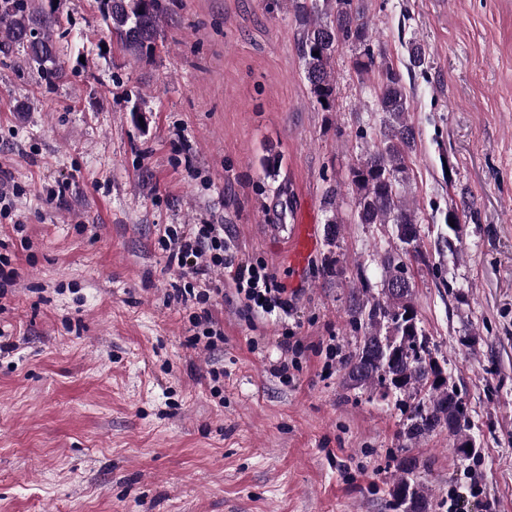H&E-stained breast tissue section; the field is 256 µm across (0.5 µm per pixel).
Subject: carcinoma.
Returning <instances> with one entry per match:
<instances>
[{"mask_svg":"<svg viewBox=\"0 0 512 512\" xmlns=\"http://www.w3.org/2000/svg\"><path fill=\"white\" fill-rule=\"evenodd\" d=\"M288 6L301 26L298 48L305 78L323 109L335 103L339 45L355 50L357 74L381 73L375 106L384 117L373 142L350 166L347 185L354 194L356 223L392 225L396 246L378 255L380 288L362 283L349 292L347 326L357 341L342 361L345 384L377 390L383 399L392 392L407 397L411 403L402 434L413 441L446 430L455 454L466 459L475 453L467 449L475 445L471 422L455 380L443 375L420 325L405 263L426 261L417 208L404 190L417 140L406 87L393 67L377 61L365 0H288ZM99 9L107 30L133 60L150 57L165 23L162 0H99ZM57 25L53 0H0V53L15 47L41 77L60 79L66 70L56 47ZM340 194L338 185L326 195L332 216L323 235L330 245L339 241L346 224ZM396 467L388 489L393 508L434 512L432 496L419 478V459L401 457Z\"/></svg>","mask_w":512,"mask_h":512,"instance_id":"1","label":"carcinoma"}]
</instances>
